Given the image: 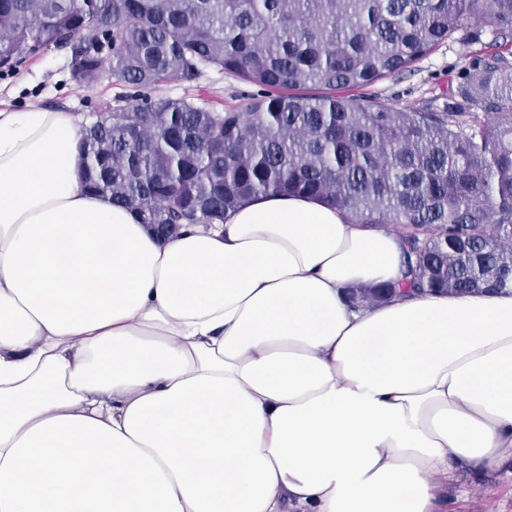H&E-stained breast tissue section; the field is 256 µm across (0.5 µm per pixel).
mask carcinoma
I'll return each instance as SVG.
<instances>
[{
    "label": "carcinoma",
    "instance_id": "carcinoma-1",
    "mask_svg": "<svg viewBox=\"0 0 512 512\" xmlns=\"http://www.w3.org/2000/svg\"><path fill=\"white\" fill-rule=\"evenodd\" d=\"M486 26L442 111L364 92ZM52 47L80 87L108 71L145 90L204 66L260 88L223 113L141 93L85 127V186L158 234L303 194L403 229L402 279L351 290L354 304L512 288V0H0V71Z\"/></svg>",
    "mask_w": 512,
    "mask_h": 512
}]
</instances>
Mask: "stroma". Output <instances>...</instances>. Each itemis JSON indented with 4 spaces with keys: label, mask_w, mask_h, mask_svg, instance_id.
Instances as JSON below:
<instances>
[{
    "label": "stroma",
    "mask_w": 512,
    "mask_h": 512,
    "mask_svg": "<svg viewBox=\"0 0 512 512\" xmlns=\"http://www.w3.org/2000/svg\"><path fill=\"white\" fill-rule=\"evenodd\" d=\"M470 46L460 36L441 43L397 79L371 86L372 94L395 108L429 106L442 110L457 72L464 66ZM65 50L52 48L39 56L23 58L12 72L0 73V108L17 109L36 104L73 112L91 119L100 104L132 95L134 89L112 75L89 87L72 81ZM256 86L213 68L191 79L164 82L152 96L187 97L199 106L226 112L255 94ZM444 512H512V470L477 473L458 469L443 488Z\"/></svg>",
    "instance_id": "35a3bbf8"
}]
</instances>
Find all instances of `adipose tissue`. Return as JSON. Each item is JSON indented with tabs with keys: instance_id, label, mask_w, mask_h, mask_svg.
<instances>
[{
	"instance_id": "ef3b65f1",
	"label": "adipose tissue",
	"mask_w": 512,
	"mask_h": 512,
	"mask_svg": "<svg viewBox=\"0 0 512 512\" xmlns=\"http://www.w3.org/2000/svg\"><path fill=\"white\" fill-rule=\"evenodd\" d=\"M82 120L0 109V512H444L512 463V292H410L403 242L297 194L157 236Z\"/></svg>"
}]
</instances>
